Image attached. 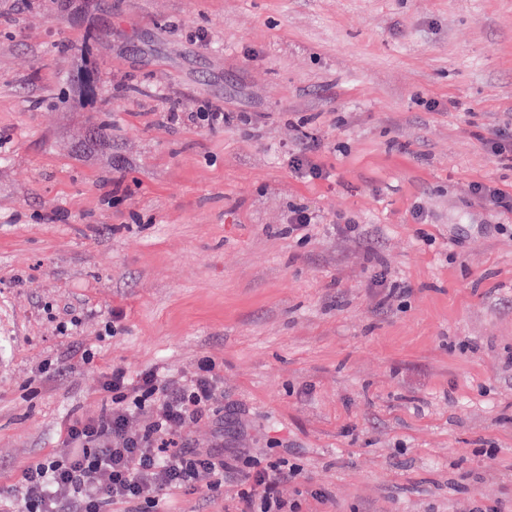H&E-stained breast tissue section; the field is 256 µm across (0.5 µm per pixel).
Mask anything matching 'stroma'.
<instances>
[{
	"label": "stroma",
	"instance_id": "1",
	"mask_svg": "<svg viewBox=\"0 0 512 512\" xmlns=\"http://www.w3.org/2000/svg\"><path fill=\"white\" fill-rule=\"evenodd\" d=\"M510 120L512 0H0V487L210 358L298 512H512ZM471 191L474 196L489 200L496 208L512 212V194L482 182L474 183Z\"/></svg>",
	"mask_w": 512,
	"mask_h": 512
}]
</instances>
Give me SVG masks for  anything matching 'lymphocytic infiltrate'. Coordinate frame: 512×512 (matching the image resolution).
Masks as SVG:
<instances>
[{"label":"lymphocytic infiltrate","instance_id":"f902f5d3","mask_svg":"<svg viewBox=\"0 0 512 512\" xmlns=\"http://www.w3.org/2000/svg\"><path fill=\"white\" fill-rule=\"evenodd\" d=\"M112 405L65 426L66 450L23 470L17 485L0 489V512H109L123 505L159 506L197 492L207 474L208 497L223 495L225 481L250 484L240 512H295L282 484L299 471L285 463L256 471L237 469L218 450L200 451L175 441V427L201 419L223 391L217 364L204 359L182 376L152 368L129 375L121 367L105 376Z\"/></svg>","mask_w":512,"mask_h":512}]
</instances>
